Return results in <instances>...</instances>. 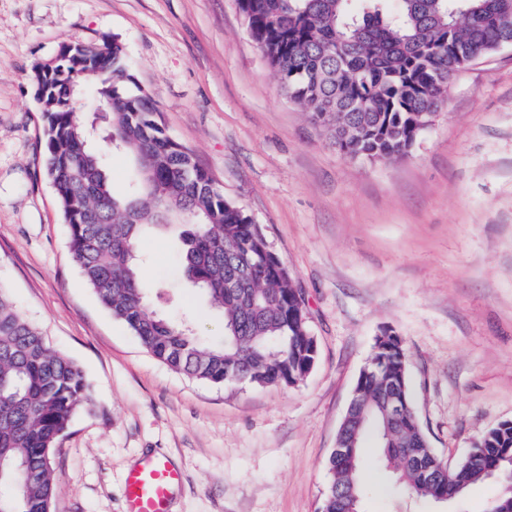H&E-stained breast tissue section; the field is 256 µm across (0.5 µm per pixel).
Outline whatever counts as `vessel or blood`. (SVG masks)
Segmentation results:
<instances>
[{
  "mask_svg": "<svg viewBox=\"0 0 512 512\" xmlns=\"http://www.w3.org/2000/svg\"><path fill=\"white\" fill-rule=\"evenodd\" d=\"M183 481L182 473L164 458L144 461L126 475L123 512H169Z\"/></svg>",
  "mask_w": 512,
  "mask_h": 512,
  "instance_id": "vessel-or-blood-1",
  "label": "vessel or blood"
}]
</instances>
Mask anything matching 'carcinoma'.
Segmentation results:
<instances>
[{
	"mask_svg": "<svg viewBox=\"0 0 512 512\" xmlns=\"http://www.w3.org/2000/svg\"><path fill=\"white\" fill-rule=\"evenodd\" d=\"M246 29L278 75L284 94L347 156L405 155L445 100L448 80L475 59L512 44V0H238ZM117 80L97 85L111 101L112 147L137 175L114 191L102 156L87 145L68 82H94L65 59L44 113L43 167L70 230L69 247L85 284L157 360L202 382L293 385L311 360L303 299L258 225L224 197L191 152L170 138L157 102L137 87L125 49L112 40ZM182 224L185 280L223 318V339L199 341L193 328L159 314L140 279V238L149 227ZM402 339H376L362 374L361 423L351 458H328L330 484L320 512H361L362 474L389 471L420 500L454 501L493 472L512 485V424L476 439L473 464L446 472L428 447L412 404ZM400 388L405 411L392 421L378 395ZM94 402L82 370L53 349L0 289V512H48L56 478L51 453L80 411ZM377 453L368 456L365 443Z\"/></svg>",
	"mask_w": 512,
	"mask_h": 512,
	"instance_id": "obj_1",
	"label": "carcinoma"
}]
</instances>
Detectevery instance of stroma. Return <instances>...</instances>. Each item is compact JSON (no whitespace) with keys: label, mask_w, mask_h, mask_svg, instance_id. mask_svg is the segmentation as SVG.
<instances>
[{"label":"stroma","mask_w":512,"mask_h":512,"mask_svg":"<svg viewBox=\"0 0 512 512\" xmlns=\"http://www.w3.org/2000/svg\"><path fill=\"white\" fill-rule=\"evenodd\" d=\"M106 37L287 266L318 347L303 381L189 379L84 283L42 167L33 75L63 44ZM181 232L142 238L141 276L158 312L210 341L221 317L182 277ZM0 288L78 364L95 404L56 442L53 512H122L125 475L149 455L184 473L171 512H318L336 430L386 330L408 349L431 448L455 465L512 421V48L455 73L405 156L357 160L288 100L236 0H0ZM366 480L363 512H486L502 490L491 479L434 503L386 472Z\"/></svg>","instance_id":"1"}]
</instances>
